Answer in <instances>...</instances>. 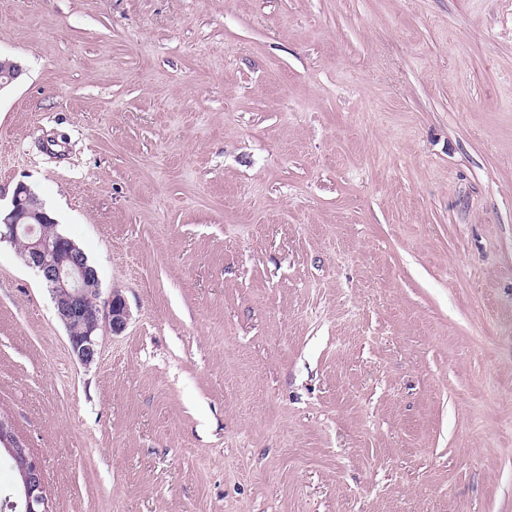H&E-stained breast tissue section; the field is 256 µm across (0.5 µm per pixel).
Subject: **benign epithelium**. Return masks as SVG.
I'll return each instance as SVG.
<instances>
[{
  "instance_id": "obj_1",
  "label": "benign epithelium",
  "mask_w": 512,
  "mask_h": 512,
  "mask_svg": "<svg viewBox=\"0 0 512 512\" xmlns=\"http://www.w3.org/2000/svg\"><path fill=\"white\" fill-rule=\"evenodd\" d=\"M23 227L26 228L27 243L22 260L48 286L57 319L67 330L80 331L78 336H69L71 351L82 364L89 366L98 355L97 331L101 320H107L114 335L125 331L129 320L126 302L114 291L108 297L98 299L95 307H88L87 295L92 291L98 293L100 289H90L91 284L99 282L98 273L88 264L84 254L67 238L59 236L52 240L37 232L33 224L20 225L16 208L0 211V241H15ZM0 443L21 473L22 512H50L40 463L7 437Z\"/></svg>"
}]
</instances>
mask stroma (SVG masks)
<instances>
[{"label": "stroma", "instance_id": "stroma-1", "mask_svg": "<svg viewBox=\"0 0 512 512\" xmlns=\"http://www.w3.org/2000/svg\"><path fill=\"white\" fill-rule=\"evenodd\" d=\"M0 205L119 292L81 365L0 243L52 512H512V0H0Z\"/></svg>", "mask_w": 512, "mask_h": 512}]
</instances>
